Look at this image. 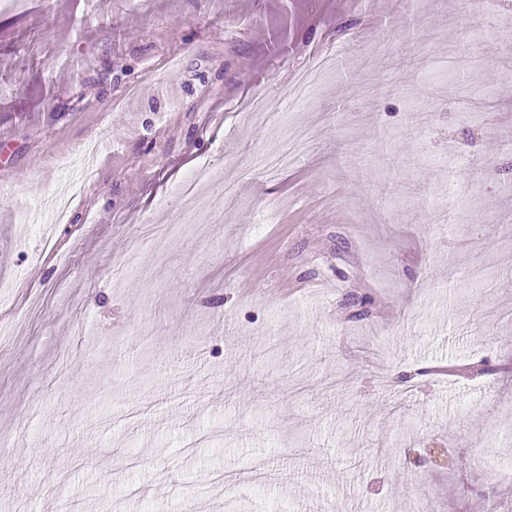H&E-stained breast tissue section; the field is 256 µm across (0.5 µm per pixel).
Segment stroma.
<instances>
[{
	"mask_svg": "<svg viewBox=\"0 0 512 512\" xmlns=\"http://www.w3.org/2000/svg\"><path fill=\"white\" fill-rule=\"evenodd\" d=\"M509 127L512 0L0 9V512H501ZM322 70L317 68L307 71L297 81V84L290 88L285 94L289 106L301 105L308 97L309 91L318 85Z\"/></svg>",
	"mask_w": 512,
	"mask_h": 512,
	"instance_id": "35a3bbf8",
	"label": "stroma"
}]
</instances>
